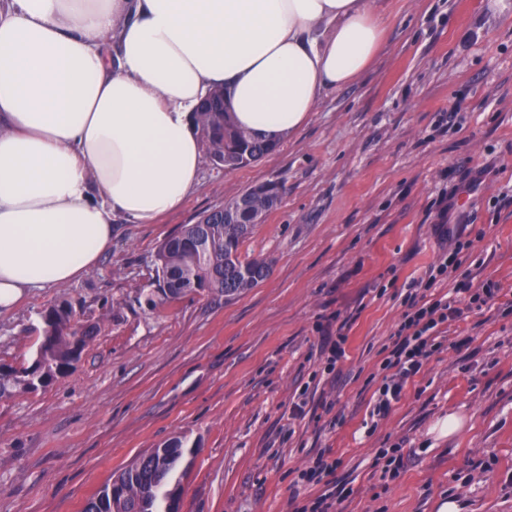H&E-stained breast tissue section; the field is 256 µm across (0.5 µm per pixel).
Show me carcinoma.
Returning <instances> with one entry per match:
<instances>
[{"mask_svg": "<svg viewBox=\"0 0 512 512\" xmlns=\"http://www.w3.org/2000/svg\"><path fill=\"white\" fill-rule=\"evenodd\" d=\"M195 123L206 153L226 169L247 166L276 148L239 129L227 110L222 120L217 112H198ZM239 199L237 194L224 202V213L234 215L233 222L185 224L159 245L154 259V289L140 292L149 309L156 308L158 298L177 300L189 293L236 298L266 279L269 263L264 259L242 260L239 249L255 228L252 211L267 213L271 207L256 197L252 208H243ZM42 320V340L32 364L20 369L0 367V399L51 386L100 332L96 322L77 324L73 307L65 300L48 309ZM183 448V438L175 437L141 455L89 499L83 512H164L167 499L181 498L175 473Z\"/></svg>", "mask_w": 512, "mask_h": 512, "instance_id": "1", "label": "carcinoma"}]
</instances>
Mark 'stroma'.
<instances>
[{
	"mask_svg": "<svg viewBox=\"0 0 512 512\" xmlns=\"http://www.w3.org/2000/svg\"><path fill=\"white\" fill-rule=\"evenodd\" d=\"M373 66L326 93L311 118L248 166L204 163L178 211L119 221L78 282L0 314V365H30L42 314L69 301L102 330L48 388L0 400V512H82L114 475L186 436L180 512H300L318 457L350 490L335 512H512V0H378ZM457 109L449 121V109ZM282 199L240 248L271 263L227 301L139 305L165 238L249 187ZM468 241L457 249L458 240ZM460 251L494 308L443 326V347L388 418L370 417L408 283ZM345 356L327 370V332ZM470 337L466 348L455 341ZM457 413L463 428L439 437ZM401 446L392 481L374 461ZM336 462H328L322 457L318 458L313 467L300 471L297 484L303 486L310 484H319L324 477L331 475L336 470Z\"/></svg>",
	"mask_w": 512,
	"mask_h": 512,
	"instance_id": "stroma-1",
	"label": "stroma"
}]
</instances>
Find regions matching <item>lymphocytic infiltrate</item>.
<instances>
[{
    "instance_id": "f902f5d3",
    "label": "lymphocytic infiltrate",
    "mask_w": 512,
    "mask_h": 512,
    "mask_svg": "<svg viewBox=\"0 0 512 512\" xmlns=\"http://www.w3.org/2000/svg\"><path fill=\"white\" fill-rule=\"evenodd\" d=\"M458 253L441 255L418 279L408 285L407 310L391 335L392 345L383 364L385 375L374 393L371 416L385 419L402 397L406 385L421 374L429 358L442 348L440 325L464 319L472 310L494 302L497 291L489 286L473 287L469 274L461 273ZM461 274L454 295L431 297L439 277Z\"/></svg>"
}]
</instances>
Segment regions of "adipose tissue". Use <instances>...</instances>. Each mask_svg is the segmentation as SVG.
Returning a JSON list of instances; mask_svg holds the SVG:
<instances>
[{"label": "adipose tissue", "mask_w": 512, "mask_h": 512, "mask_svg": "<svg viewBox=\"0 0 512 512\" xmlns=\"http://www.w3.org/2000/svg\"><path fill=\"white\" fill-rule=\"evenodd\" d=\"M384 31L376 0H0V313L82 279L116 217L184 205L208 90L282 142Z\"/></svg>", "instance_id": "adipose-tissue-1"}]
</instances>
